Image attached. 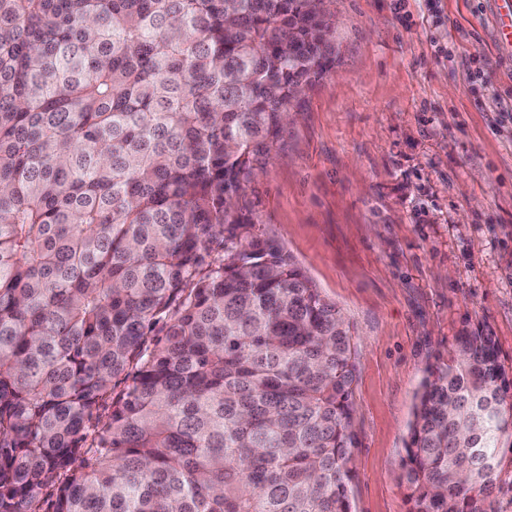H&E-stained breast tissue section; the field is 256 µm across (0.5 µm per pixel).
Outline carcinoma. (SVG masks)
<instances>
[{
	"instance_id": "1",
	"label": "carcinoma",
	"mask_w": 512,
	"mask_h": 512,
	"mask_svg": "<svg viewBox=\"0 0 512 512\" xmlns=\"http://www.w3.org/2000/svg\"><path fill=\"white\" fill-rule=\"evenodd\" d=\"M331 17L0 0V512L62 475L46 512H351L352 327L237 210ZM502 448L512 367L464 329L416 394L411 512H498Z\"/></svg>"
}]
</instances>
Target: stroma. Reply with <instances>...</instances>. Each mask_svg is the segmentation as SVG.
Here are the masks:
<instances>
[{"mask_svg":"<svg viewBox=\"0 0 512 512\" xmlns=\"http://www.w3.org/2000/svg\"><path fill=\"white\" fill-rule=\"evenodd\" d=\"M332 22L340 59L254 162L239 211L354 328L352 512H410L429 366L467 324L512 363V49L494 0H337Z\"/></svg>","mask_w":512,"mask_h":512,"instance_id":"35a3bbf8","label":"stroma"}]
</instances>
